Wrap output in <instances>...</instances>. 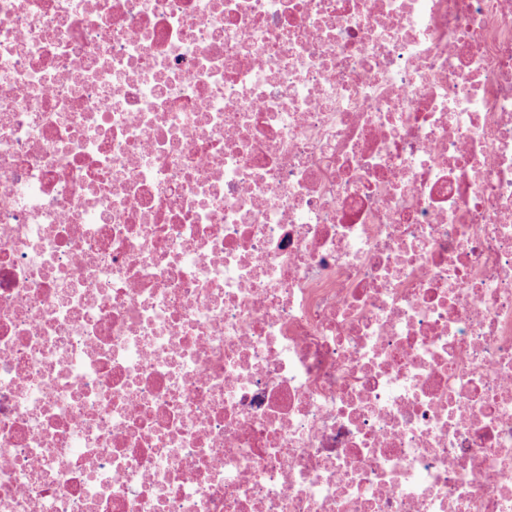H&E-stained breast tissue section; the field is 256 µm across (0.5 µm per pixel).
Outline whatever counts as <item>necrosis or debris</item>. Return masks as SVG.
Masks as SVG:
<instances>
[{"mask_svg": "<svg viewBox=\"0 0 512 512\" xmlns=\"http://www.w3.org/2000/svg\"><path fill=\"white\" fill-rule=\"evenodd\" d=\"M0 512H512V0H0Z\"/></svg>", "mask_w": 512, "mask_h": 512, "instance_id": "4bbe7bcc", "label": "necrosis or debris"}]
</instances>
